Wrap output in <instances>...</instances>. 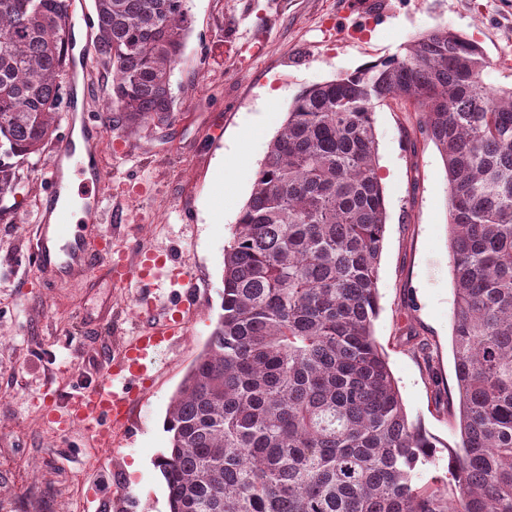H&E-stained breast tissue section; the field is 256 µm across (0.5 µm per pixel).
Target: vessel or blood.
<instances>
[{"mask_svg":"<svg viewBox=\"0 0 512 512\" xmlns=\"http://www.w3.org/2000/svg\"><path fill=\"white\" fill-rule=\"evenodd\" d=\"M87 142L86 157H79L73 139H65L59 149L60 163L53 167L49 187L41 204L51 221L36 228L34 265L45 278L62 279L74 274H88L102 258L91 249L81 229L74 222L73 211L64 201L62 161L73 162L90 201L85 207L84 223H96L101 209V187L105 171L101 159V135L91 122H84ZM167 269L171 281L181 285V292L163 293L157 278L158 269ZM115 284H135L142 306V326L135 338L126 344L120 359L106 375L89 388L67 396L68 413L60 417V425L70 418L81 419L88 435L111 444L114 429L127 423L126 409L145 396L157 374L165 365L164 355L179 344L186 334L189 318L197 306L191 268L181 252L165 255L147 252L136 267L114 271Z\"/></svg>","mask_w":512,"mask_h":512,"instance_id":"obj_1","label":"vessel or blood"}]
</instances>
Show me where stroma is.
Masks as SVG:
<instances>
[{
  "instance_id": "1",
  "label": "stroma",
  "mask_w": 512,
  "mask_h": 512,
  "mask_svg": "<svg viewBox=\"0 0 512 512\" xmlns=\"http://www.w3.org/2000/svg\"><path fill=\"white\" fill-rule=\"evenodd\" d=\"M190 32L171 78L176 120L130 135L100 118L112 76L89 55L86 111L100 126L107 172L102 228L113 260L133 267L143 252L181 248L198 285V305L181 346L134 407L116 447H88L77 431L56 434L53 398L97 382L105 350L119 352L140 322L134 286H111L106 265L92 276L46 282L28 260L41 221L54 145L20 169L21 190L0 220V512H61L56 481L72 472L70 512H114L126 494L132 512H168L157 461L169 446L166 413L184 375L209 339L222 302L224 248L249 199L273 137L305 87L401 55L410 40L440 28L483 50L485 83L512 85V0H189ZM277 93L268 111L265 100ZM415 112L375 114L378 176L387 223L380 260L377 342L410 420L441 443L429 481L455 447L456 399L448 248V183L442 158L418 130ZM264 125L234 207L216 190L219 162L231 160L242 133ZM42 478L34 480L33 464Z\"/></svg>"
}]
</instances>
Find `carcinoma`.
Listing matches in <instances>:
<instances>
[{
	"label": "carcinoma",
	"mask_w": 512,
	"mask_h": 512,
	"mask_svg": "<svg viewBox=\"0 0 512 512\" xmlns=\"http://www.w3.org/2000/svg\"><path fill=\"white\" fill-rule=\"evenodd\" d=\"M67 0H0V217L56 138L73 62ZM102 119H176L188 0H94ZM465 36L303 89L224 248L222 313L169 405V512H512V87ZM420 113L449 191L461 452L409 421L373 335L386 225L373 116Z\"/></svg>",
	"instance_id": "cac0c4a2"
}]
</instances>
